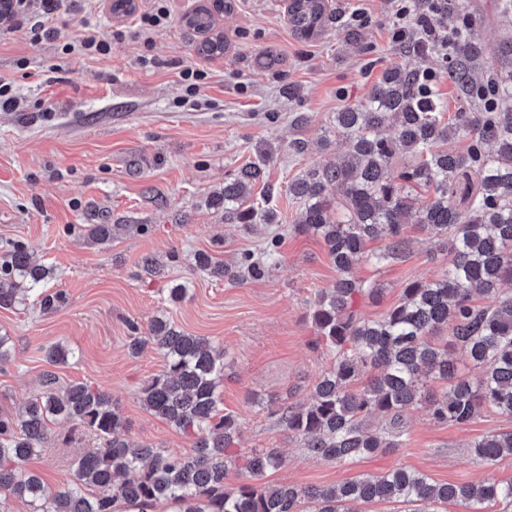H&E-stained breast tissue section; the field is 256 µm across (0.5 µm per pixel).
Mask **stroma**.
<instances>
[{
	"label": "stroma",
	"instance_id": "1",
	"mask_svg": "<svg viewBox=\"0 0 512 512\" xmlns=\"http://www.w3.org/2000/svg\"><path fill=\"white\" fill-rule=\"evenodd\" d=\"M209 2L166 0L167 25L146 39L131 23L153 0H136L130 16L113 15L112 0L89 14L80 0H58L44 19L60 33L54 42L34 41L29 28L0 20V77L19 100L18 109L0 110V256L24 245L52 270L43 290L66 295L49 313L29 303L0 307V336L13 345L11 362L0 367V416L18 413L51 369L61 385L89 382L107 391L134 442L188 450L190 437L141 405V384L162 370V355L149 347L134 356L127 347L129 321L144 328L159 316L223 347V408L240 418V448L285 455L266 482L327 487L397 467L437 483L512 479V456L480 465L470 452L482 436L512 431V416L495 410L456 425L413 409L404 447L354 464L307 456L270 413L281 399L309 402L313 383L334 362L316 343L311 308L336 269L318 237L296 231L302 205L286 186L307 168L336 161L339 150L321 146V138L336 113L364 101L389 68L434 73L444 117L468 111L448 77L447 48L421 54L393 41L391 0H329L338 20L307 42L288 25L287 0H232L231 11L215 15L227 49L204 57L196 50L201 36L184 17ZM89 23L109 42V54L64 53L63 44L77 42ZM350 25L361 45L347 42ZM187 68L207 74L191 98L180 83ZM297 140L306 142L305 153L293 150ZM265 151L272 154L268 180L280 191L267 198L258 186L252 199L268 200L279 224L225 223L210 196ZM94 224L112 225L109 242L89 239ZM276 232L282 258L262 279L231 284L198 266L202 253L230 264L243 251L260 252ZM406 236L403 260L358 266L357 277L381 290L357 299L363 317L381 318L407 282L436 279L447 268L450 255L436 240L413 224ZM146 256L152 266L143 265ZM180 284L186 297L170 301V288ZM51 344L68 350L64 363L46 362ZM67 433L63 422H50L43 451L27 464L53 487L93 443L67 440Z\"/></svg>",
	"mask_w": 512,
	"mask_h": 512
}]
</instances>
